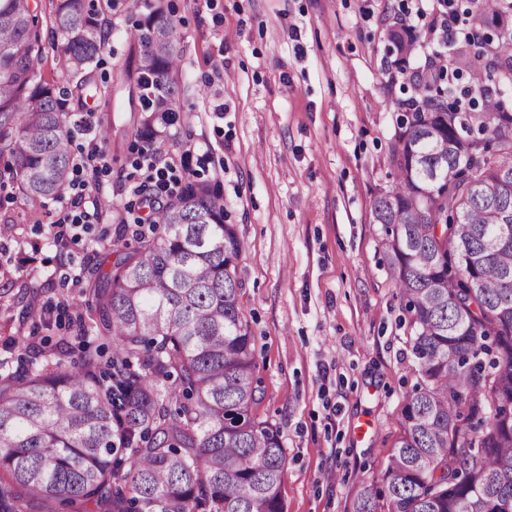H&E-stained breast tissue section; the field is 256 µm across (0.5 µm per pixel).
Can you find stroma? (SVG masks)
<instances>
[{"mask_svg": "<svg viewBox=\"0 0 512 512\" xmlns=\"http://www.w3.org/2000/svg\"><path fill=\"white\" fill-rule=\"evenodd\" d=\"M40 67L62 83L52 0H35ZM415 0H170L181 36L180 108L155 125L169 162L191 148L200 179L219 185L226 223L242 253L240 301L264 395L258 418L279 430L288 456L287 512H346L356 478L379 476L401 434L415 382L408 324L392 284L373 198L394 174L389 146L411 76L443 50L421 35L405 71L385 57V36ZM132 0L110 12L111 51L97 69L84 112L112 115L100 184L112 214L95 241L60 246L59 203L39 209L0 189L9 221L0 257V344L16 331L41 342L66 335L84 307L58 269L93 260L127 219L132 163L146 139L113 74L138 19ZM53 305L50 328L21 321L31 300Z\"/></svg>", "mask_w": 512, "mask_h": 512, "instance_id": "stroma-1", "label": "stroma"}]
</instances>
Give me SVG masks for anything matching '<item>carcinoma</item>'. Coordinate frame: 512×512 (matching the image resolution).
<instances>
[{
  "label": "carcinoma",
  "mask_w": 512,
  "mask_h": 512,
  "mask_svg": "<svg viewBox=\"0 0 512 512\" xmlns=\"http://www.w3.org/2000/svg\"><path fill=\"white\" fill-rule=\"evenodd\" d=\"M469 29L451 79H421L390 144V189L371 205L396 297L408 316L417 382L379 478H360L349 512H512V111L477 99L489 77L512 84V17L499 0H464ZM130 96L141 126L176 111L182 55L167 0H139ZM97 0H56L70 87L47 82L29 0H0V155L29 204L71 183L74 101L91 89L111 31ZM416 35L387 34L406 62ZM235 225L224 199L193 181L149 233H119L87 267L88 312L75 311L77 358L64 342L5 344L0 360V512H287V454L253 414L262 399L240 301Z\"/></svg>",
  "instance_id": "obj_1"
}]
</instances>
